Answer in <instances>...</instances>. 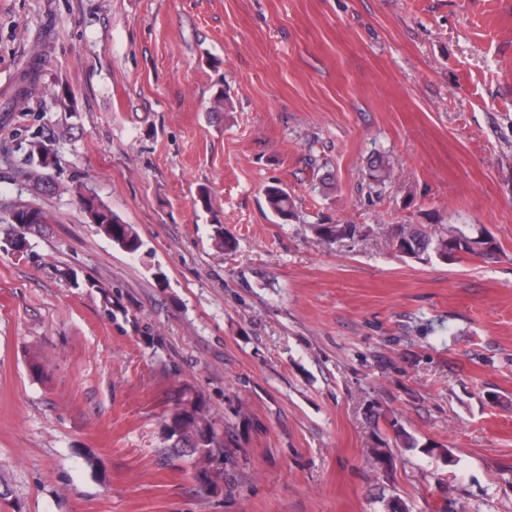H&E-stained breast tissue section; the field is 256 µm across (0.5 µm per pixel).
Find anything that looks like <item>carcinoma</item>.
Instances as JSON below:
<instances>
[{
  "mask_svg": "<svg viewBox=\"0 0 512 512\" xmlns=\"http://www.w3.org/2000/svg\"><path fill=\"white\" fill-rule=\"evenodd\" d=\"M39 80L36 63L31 61L22 69L15 92L3 102V111L11 109L25 101L32 87ZM31 169L28 180L35 190L44 188L41 178L35 172L45 167V159L36 157L34 151H28ZM393 166L389 158L376 154L367 162L369 186L380 191L392 178ZM268 208L282 221L294 217V201L280 183L274 182L264 189ZM88 214L93 218L96 231L107 237L112 243L130 255L140 252L143 242L134 227L128 224L120 214L106 206L99 199L88 203ZM13 221L21 224H46L47 215L40 209L19 204L12 213ZM317 233L333 241L352 238L359 232L355 224H318ZM388 242L395 251L412 258L421 255H433L444 262H454L460 256L491 258L498 251L495 239L487 234L467 233L458 227L447 224H392L387 231ZM168 439L173 441L172 448L177 456L190 464L193 478L206 493L224 492V464L227 456L224 436L218 432L216 421L206 410L199 394L188 389L177 392L176 409L165 423Z\"/></svg>",
  "mask_w": 512,
  "mask_h": 512,
  "instance_id": "cac0c4a2",
  "label": "carcinoma"
}]
</instances>
